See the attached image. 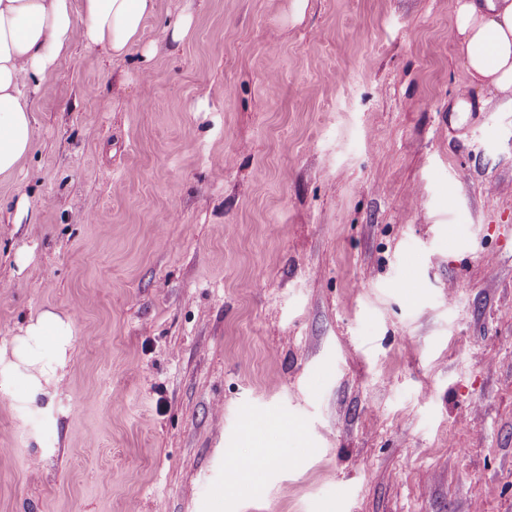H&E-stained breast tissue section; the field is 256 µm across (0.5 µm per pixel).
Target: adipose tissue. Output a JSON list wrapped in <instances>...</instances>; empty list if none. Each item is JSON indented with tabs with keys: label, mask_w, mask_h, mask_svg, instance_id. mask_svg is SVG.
I'll return each mask as SVG.
<instances>
[{
	"label": "adipose tissue",
	"mask_w": 512,
	"mask_h": 512,
	"mask_svg": "<svg viewBox=\"0 0 512 512\" xmlns=\"http://www.w3.org/2000/svg\"><path fill=\"white\" fill-rule=\"evenodd\" d=\"M157 0H0V178L15 175L35 146L34 107L21 74L42 84L76 45L124 58L145 40V22ZM467 87L455 98V122L474 103L472 89L512 94V0H456L453 29ZM72 328L46 311L25 330L19 361H40L43 347L62 348Z\"/></svg>",
	"instance_id": "adipose-tissue-1"
}]
</instances>
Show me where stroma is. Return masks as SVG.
<instances>
[{
    "label": "stroma",
    "instance_id": "obj_1",
    "mask_svg": "<svg viewBox=\"0 0 512 512\" xmlns=\"http://www.w3.org/2000/svg\"><path fill=\"white\" fill-rule=\"evenodd\" d=\"M454 9L158 0L153 57L61 59L0 179V512H512V110L451 124ZM22 336L24 346L16 348L14 354L23 365L31 367L40 362L44 346H53L59 351L66 342H69L72 328L70 323L58 314L46 311L26 326Z\"/></svg>",
    "mask_w": 512,
    "mask_h": 512
}]
</instances>
